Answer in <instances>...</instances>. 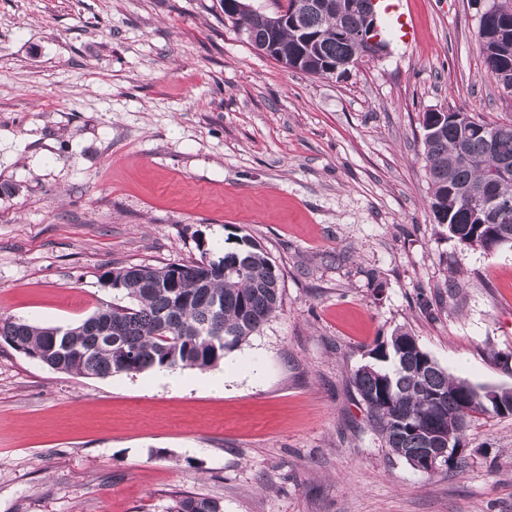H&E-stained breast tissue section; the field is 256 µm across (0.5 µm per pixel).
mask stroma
I'll return each instance as SVG.
<instances>
[{
    "mask_svg": "<svg viewBox=\"0 0 512 512\" xmlns=\"http://www.w3.org/2000/svg\"><path fill=\"white\" fill-rule=\"evenodd\" d=\"M378 59L310 76L259 54L220 0H0V315L66 327L105 271L247 237L282 307L226 352L234 390L156 370L86 378L0 341V512H512V415L426 478L351 384L409 330L452 377L512 388V247L428 209L425 113L512 120L479 53L494 0H383ZM169 512H224V506L214 498L183 495L174 500Z\"/></svg>",
    "mask_w": 512,
    "mask_h": 512,
    "instance_id": "obj_1",
    "label": "stroma"
}]
</instances>
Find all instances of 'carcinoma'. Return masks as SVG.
I'll list each match as a JSON object with an SVG mask.
<instances>
[{
	"mask_svg": "<svg viewBox=\"0 0 512 512\" xmlns=\"http://www.w3.org/2000/svg\"><path fill=\"white\" fill-rule=\"evenodd\" d=\"M243 2L220 0L224 16L258 38L274 28L288 57L311 56L302 63L305 74L320 77L348 58H375L361 36L370 0H319L323 7L306 11L301 27L291 23L298 0H287L279 14L265 18L238 12ZM481 20L486 28L478 30V41L486 72L494 79L502 71L512 73V20L505 27L489 12ZM423 129L428 207L435 223L448 227V238L485 252L490 238L512 236V206L484 214L470 197L472 189L486 184L512 199V174L487 183V163L512 161V121L487 122L456 110L427 112ZM241 243V249L216 260L203 251L200 259L178 266L114 267L103 274L104 285L125 303H104L65 328L0 316V339L54 372L88 378L215 367L225 352L259 332L281 304L276 265L251 239ZM369 357L372 362L355 371L353 385L386 447L423 476L434 475L422 459L435 435L455 444L474 415L501 414L480 388L440 368L408 331L395 330ZM169 512H224V506L214 498L183 495Z\"/></svg>",
	"mask_w": 512,
	"mask_h": 512,
	"instance_id": "1",
	"label": "carcinoma"
}]
</instances>
